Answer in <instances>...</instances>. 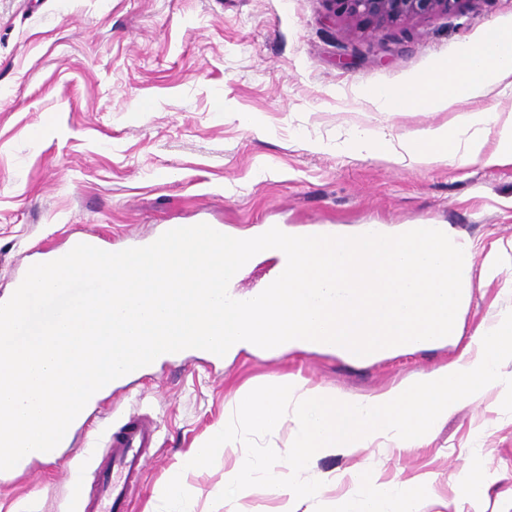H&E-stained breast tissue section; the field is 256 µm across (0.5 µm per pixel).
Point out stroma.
Wrapping results in <instances>:
<instances>
[{
	"instance_id": "obj_1",
	"label": "stroma",
	"mask_w": 512,
	"mask_h": 512,
	"mask_svg": "<svg viewBox=\"0 0 512 512\" xmlns=\"http://www.w3.org/2000/svg\"><path fill=\"white\" fill-rule=\"evenodd\" d=\"M508 19L512 0H459L451 14L352 36L326 0H0V303L73 237L124 250L170 224L231 235L267 224L335 235L447 224L472 243L479 275L495 242L512 239V164L407 167L360 153V130L382 128L395 146L454 114L389 116L358 93L427 76ZM511 280L512 260L494 280L477 278L457 336L421 349L365 361L293 350L157 363L113 395L66 461L0 473V512H70L71 484L92 481L81 465L91 444L133 411L151 414L161 437L131 512H173L160 488L237 393L286 375L349 397L383 392L457 359L512 311ZM366 460L380 482L431 483L420 512H512V396L467 403L421 448L312 456L301 480L323 492L301 512H330ZM473 468L486 479L458 500ZM188 480L201 491L197 512L220 507L223 459Z\"/></svg>"
}]
</instances>
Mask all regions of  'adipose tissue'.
<instances>
[{
	"label": "adipose tissue",
	"instance_id": "ef3b65f1",
	"mask_svg": "<svg viewBox=\"0 0 512 512\" xmlns=\"http://www.w3.org/2000/svg\"><path fill=\"white\" fill-rule=\"evenodd\" d=\"M495 85H512L511 22L490 25L478 40L461 43L453 61L437 67L429 76L393 89H373L367 96L379 112L444 111L485 96ZM480 127L494 128V150L485 152L480 139L460 149L457 133ZM355 141L358 151L407 166L446 164L462 150L488 164L512 163V113L464 111L455 117L453 126L421 129L397 151L385 149V133L380 129L360 131ZM509 361L512 313L484 326L455 361L376 395L347 398L307 387L296 377L280 386L251 389L229 403L217 435L199 441L181 468L199 469L224 456L225 490L244 497L259 480L274 491L279 501L277 512H297L300 501L319 492L318 487L300 481L312 455L423 447L462 403L495 387L512 394V377L504 372ZM291 415L296 417L298 429L287 464L275 467L263 456L240 452L235 442L236 425L264 433L279 428ZM352 484L351 493L336 503L335 512H417L418 497L428 489L424 483L382 488L367 471L353 475Z\"/></svg>",
	"mask_w": 512,
	"mask_h": 512
}]
</instances>
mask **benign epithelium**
Segmentation results:
<instances>
[{
  "instance_id": "benign-epithelium-1",
  "label": "benign epithelium",
  "mask_w": 512,
  "mask_h": 512,
  "mask_svg": "<svg viewBox=\"0 0 512 512\" xmlns=\"http://www.w3.org/2000/svg\"><path fill=\"white\" fill-rule=\"evenodd\" d=\"M333 13L357 25L385 28L414 18L448 15L458 0H327Z\"/></svg>"
}]
</instances>
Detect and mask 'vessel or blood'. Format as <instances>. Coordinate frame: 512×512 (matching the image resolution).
I'll return each instance as SVG.
<instances>
[{"instance_id": "b4317fda", "label": "vessel or blood", "mask_w": 512, "mask_h": 512, "mask_svg": "<svg viewBox=\"0 0 512 512\" xmlns=\"http://www.w3.org/2000/svg\"><path fill=\"white\" fill-rule=\"evenodd\" d=\"M158 432L156 420L139 412L128 413L117 428L108 430L102 447L90 453L96 488L75 493V512H129L156 454Z\"/></svg>"}]
</instances>
